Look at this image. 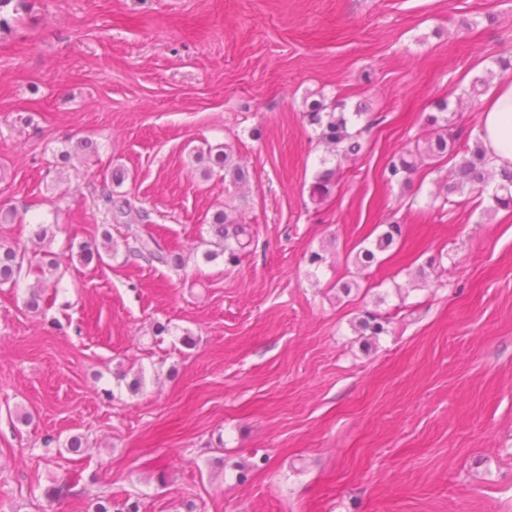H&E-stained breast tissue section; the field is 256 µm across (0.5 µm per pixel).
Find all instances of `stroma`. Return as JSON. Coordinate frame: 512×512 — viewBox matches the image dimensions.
<instances>
[{
    "label": "stroma",
    "instance_id": "1",
    "mask_svg": "<svg viewBox=\"0 0 512 512\" xmlns=\"http://www.w3.org/2000/svg\"><path fill=\"white\" fill-rule=\"evenodd\" d=\"M510 54L512 0H28L0 32V205L24 218L0 242L51 254L60 283L40 312L0 286V512H84L95 493L141 512H512V210L429 208L450 159L404 187L380 177L437 102L477 131L465 92L512 81L494 63ZM308 97L378 118L318 209ZM82 139L96 157L57 175ZM224 143L251 173L254 242L207 263L225 188L194 157ZM108 183L183 267L127 258L119 226L104 263L70 259L100 241ZM34 217L57 225L50 247ZM394 221L399 251L357 271L351 253ZM366 309L387 320L369 342ZM76 434L82 459L44 457V437ZM73 478L79 495L45 501Z\"/></svg>",
    "mask_w": 512,
    "mask_h": 512
}]
</instances>
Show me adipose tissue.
<instances>
[{
    "label": "adipose tissue",
    "mask_w": 512,
    "mask_h": 512,
    "mask_svg": "<svg viewBox=\"0 0 512 512\" xmlns=\"http://www.w3.org/2000/svg\"><path fill=\"white\" fill-rule=\"evenodd\" d=\"M478 135L496 167L512 166V83L504 82L481 107Z\"/></svg>",
    "instance_id": "ef3b65f1"
}]
</instances>
